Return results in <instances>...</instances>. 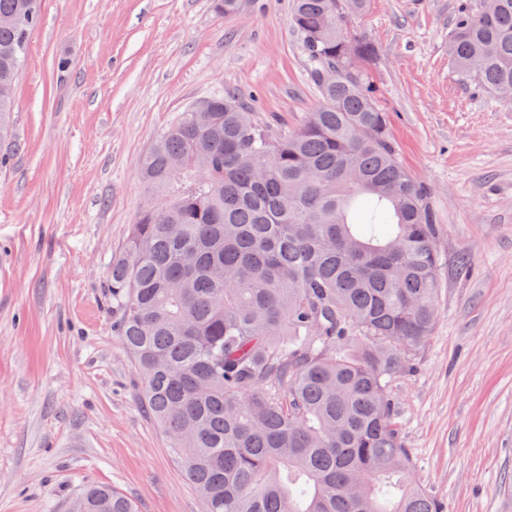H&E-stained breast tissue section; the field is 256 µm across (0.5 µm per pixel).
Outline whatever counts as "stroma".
I'll return each instance as SVG.
<instances>
[{"label": "stroma", "mask_w": 512, "mask_h": 512, "mask_svg": "<svg viewBox=\"0 0 512 512\" xmlns=\"http://www.w3.org/2000/svg\"><path fill=\"white\" fill-rule=\"evenodd\" d=\"M457 5L369 0L342 30L376 49L378 102L438 228L436 327L389 385L401 437L442 512H512V105L449 65ZM292 7L41 0L0 168V512H69L89 484L203 512L142 408L108 275L151 202L141 162L186 106L228 92L295 128L319 105Z\"/></svg>", "instance_id": "obj_1"}]
</instances>
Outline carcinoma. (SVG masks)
<instances>
[{
  "label": "carcinoma",
  "mask_w": 512,
  "mask_h": 512,
  "mask_svg": "<svg viewBox=\"0 0 512 512\" xmlns=\"http://www.w3.org/2000/svg\"><path fill=\"white\" fill-rule=\"evenodd\" d=\"M366 2L295 0L321 97L299 128L214 94L142 161L157 204L112 258L109 300L204 512H442L388 391L435 328L437 227L364 67L374 45L342 32ZM39 5L0 0L1 142ZM448 57L465 81L512 86V0H459ZM72 512L137 510L89 486Z\"/></svg>",
  "instance_id": "cac0c4a2"
}]
</instances>
